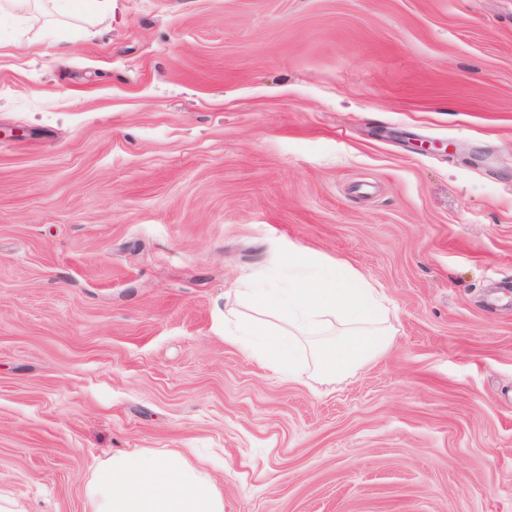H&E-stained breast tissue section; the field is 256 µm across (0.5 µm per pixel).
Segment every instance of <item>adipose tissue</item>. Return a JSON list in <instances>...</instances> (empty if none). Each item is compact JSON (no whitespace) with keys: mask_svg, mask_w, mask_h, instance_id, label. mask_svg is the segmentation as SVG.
I'll return each instance as SVG.
<instances>
[{"mask_svg":"<svg viewBox=\"0 0 512 512\" xmlns=\"http://www.w3.org/2000/svg\"><path fill=\"white\" fill-rule=\"evenodd\" d=\"M85 493L91 512H224V495L206 466L177 451L111 455Z\"/></svg>","mask_w":512,"mask_h":512,"instance_id":"adipose-tissue-1","label":"adipose tissue"}]
</instances>
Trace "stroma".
Returning <instances> with one entry per match:
<instances>
[{
	"instance_id": "obj_1",
	"label": "stroma",
	"mask_w": 512,
	"mask_h": 512,
	"mask_svg": "<svg viewBox=\"0 0 512 512\" xmlns=\"http://www.w3.org/2000/svg\"><path fill=\"white\" fill-rule=\"evenodd\" d=\"M282 249L391 345L225 342ZM144 448L221 459L224 512H512V0L0 13V495L90 512Z\"/></svg>"
}]
</instances>
